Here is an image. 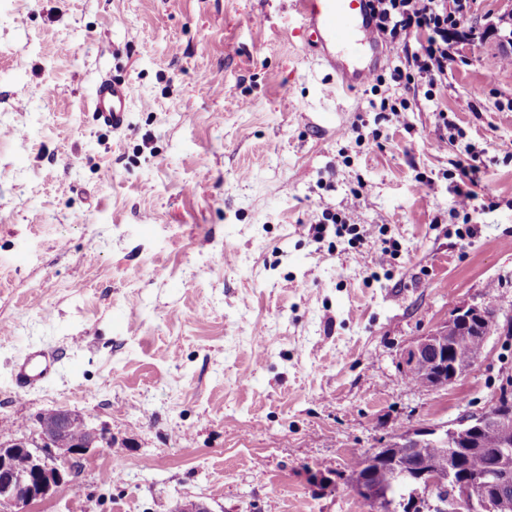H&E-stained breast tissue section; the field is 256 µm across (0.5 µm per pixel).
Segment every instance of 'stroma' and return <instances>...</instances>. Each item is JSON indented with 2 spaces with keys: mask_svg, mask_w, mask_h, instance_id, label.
<instances>
[{
  "mask_svg": "<svg viewBox=\"0 0 512 512\" xmlns=\"http://www.w3.org/2000/svg\"><path fill=\"white\" fill-rule=\"evenodd\" d=\"M468 3L447 85L396 117L325 95L292 0H0V433L61 408L112 436L29 512H368L355 454L512 382V0ZM107 75L121 131L89 110ZM355 191L354 232L316 239ZM471 305L481 360L408 383ZM31 346L60 369L23 389ZM91 111L99 124L112 130L125 128L129 124V87L114 79H103L98 84L91 100ZM463 160L456 163L460 183L456 185L458 210L468 213L472 203L476 199V193L471 189L478 184L480 158L478 152L471 144H465L460 148ZM486 320V308L459 307L445 325L418 337L412 343L404 356V369L406 372H420L429 380L430 387H444L453 383L480 359L477 358L483 352L486 341L483 336H489L494 326L493 316L490 313L482 326H470ZM465 331L466 334L462 336ZM456 336H460L471 358L477 359L475 362L457 344Z\"/></svg>",
  "mask_w": 512,
  "mask_h": 512,
  "instance_id": "obj_1",
  "label": "stroma"
}]
</instances>
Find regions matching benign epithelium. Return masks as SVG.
Masks as SVG:
<instances>
[{
	"mask_svg": "<svg viewBox=\"0 0 512 512\" xmlns=\"http://www.w3.org/2000/svg\"><path fill=\"white\" fill-rule=\"evenodd\" d=\"M487 320V309L478 306L458 308L448 322L424 336L418 337L404 356V369L426 377L430 386L444 387L464 375L474 365L456 337L464 334L475 323ZM81 423L85 435L73 440L68 435V424ZM470 428L437 432L433 429L407 431L396 434L380 448L369 451L372 457L390 459L386 449L393 445L420 448L427 442H436L452 448L480 450L472 437L476 429L490 427L512 431V395L500 396L485 413L468 420ZM37 437L8 438L0 442V512H25V508L51 496L57 488L69 482L73 463L86 457L99 445L112 444V437L102 428L89 425L81 415L60 411L53 425L36 417ZM28 454V465L18 469L13 457L18 452ZM460 459L448 456V470L434 468L416 471L419 484L403 495L404 512H485L491 507L487 489L496 488L497 512H512V499L501 493L512 480V446L492 450V466L483 476L464 477L459 474ZM353 492L367 505L368 512H380L383 499L364 481H353Z\"/></svg>",
	"mask_w": 512,
	"mask_h": 512,
	"instance_id": "obj_1",
	"label": "benign epithelium"
}]
</instances>
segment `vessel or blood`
<instances>
[{
  "label": "vessel or blood",
  "instance_id": "1",
  "mask_svg": "<svg viewBox=\"0 0 512 512\" xmlns=\"http://www.w3.org/2000/svg\"><path fill=\"white\" fill-rule=\"evenodd\" d=\"M301 18L308 53L336 74L332 92L353 93L378 72L385 50L377 36L367 0H293ZM91 110L99 124L119 130L129 124V88L114 79L98 84ZM57 358L44 350H28L15 368L19 387L32 388L52 378Z\"/></svg>",
  "mask_w": 512,
  "mask_h": 512
}]
</instances>
